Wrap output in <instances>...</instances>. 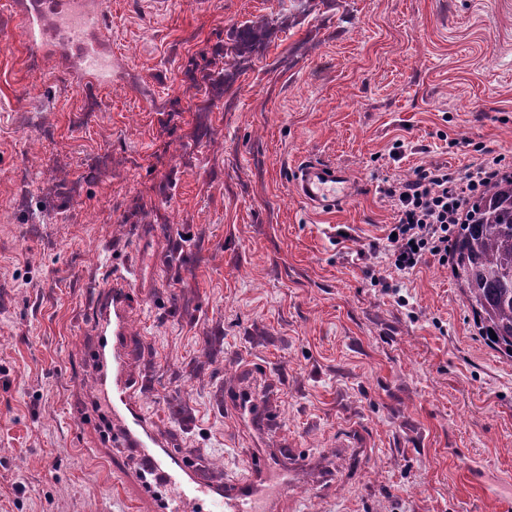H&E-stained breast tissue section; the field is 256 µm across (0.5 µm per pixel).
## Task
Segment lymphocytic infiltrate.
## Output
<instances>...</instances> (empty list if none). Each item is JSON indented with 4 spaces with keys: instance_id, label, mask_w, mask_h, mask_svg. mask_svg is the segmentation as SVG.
<instances>
[{
    "instance_id": "lymphocytic-infiltrate-1",
    "label": "lymphocytic infiltrate",
    "mask_w": 512,
    "mask_h": 512,
    "mask_svg": "<svg viewBox=\"0 0 512 512\" xmlns=\"http://www.w3.org/2000/svg\"><path fill=\"white\" fill-rule=\"evenodd\" d=\"M504 178H512V165L487 150L478 161L453 172L433 164L392 179L382 189L394 207L392 234L384 243H371V250L383 251L397 273L412 272L430 259L447 265L456 226L466 223L483 187Z\"/></svg>"
}]
</instances>
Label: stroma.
Listing matches in <instances>:
<instances>
[{
  "mask_svg": "<svg viewBox=\"0 0 512 512\" xmlns=\"http://www.w3.org/2000/svg\"><path fill=\"white\" fill-rule=\"evenodd\" d=\"M111 28L112 84L81 125L58 56L0 54V512H151L92 402L89 314L144 224L135 397L180 453L227 479L270 449L309 459L278 512H500L512 364L449 267L391 274L370 245L394 222L386 181L480 148L512 164V0H112ZM309 158L355 193L307 205ZM259 384L263 434L224 398ZM355 426L367 445L342 456Z\"/></svg>",
  "mask_w": 512,
  "mask_h": 512,
  "instance_id": "35a3bbf8",
  "label": "stroma"
}]
</instances>
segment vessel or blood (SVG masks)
Listing matches in <instances>:
<instances>
[{"instance_id": "vessel-or-blood-1", "label": "vessel or blood", "mask_w": 512, "mask_h": 512, "mask_svg": "<svg viewBox=\"0 0 512 512\" xmlns=\"http://www.w3.org/2000/svg\"><path fill=\"white\" fill-rule=\"evenodd\" d=\"M108 4L109 0H16L30 50L36 53L59 48L74 54L78 70L73 80L86 86L100 83L112 65L103 46L112 37L104 22ZM291 189L313 208L332 209L350 192L351 184L344 169L310 161L296 170ZM153 235L151 226L143 227L131 287L155 285L148 275L157 264L149 255L148 240ZM94 295V352L101 364L96 398L106 403L112 417L111 443L138 457L137 482L150 499L153 512H277L276 498L268 491L272 473H279L286 481L303 471V463H276L263 454L251 461L246 473L233 479H204L171 442L157 436L132 399L136 377L129 366L132 336L125 291L98 286Z\"/></svg>"}]
</instances>
